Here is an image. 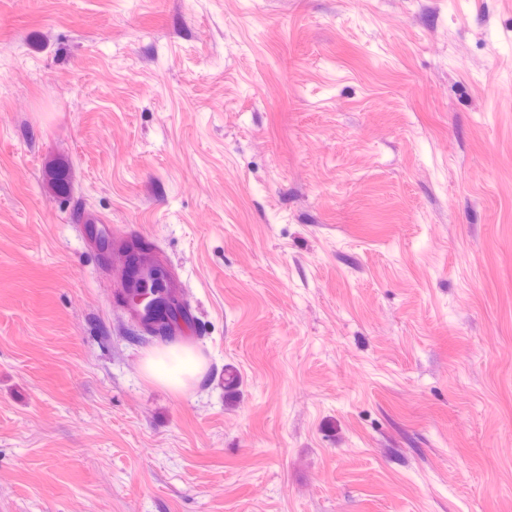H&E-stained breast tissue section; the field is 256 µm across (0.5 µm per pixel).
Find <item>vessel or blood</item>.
<instances>
[{
  "instance_id": "b4317fda",
  "label": "vessel or blood",
  "mask_w": 512,
  "mask_h": 512,
  "mask_svg": "<svg viewBox=\"0 0 512 512\" xmlns=\"http://www.w3.org/2000/svg\"><path fill=\"white\" fill-rule=\"evenodd\" d=\"M83 236L102 257L118 252L120 260L115 273L127 289L134 290L161 284L169 297L181 299L182 283L171 273L165 256L140 240L139 236H125L123 243H116V233L108 224H87Z\"/></svg>"
}]
</instances>
